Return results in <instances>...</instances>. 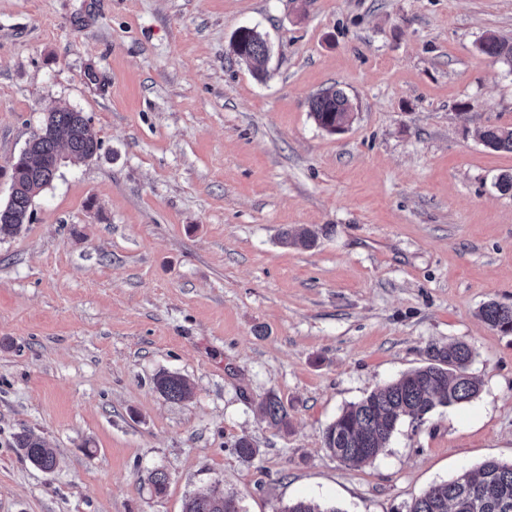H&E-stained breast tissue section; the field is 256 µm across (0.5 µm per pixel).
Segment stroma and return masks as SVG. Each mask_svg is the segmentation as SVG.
Instances as JSON below:
<instances>
[{"label":"stroma","mask_w":512,"mask_h":512,"mask_svg":"<svg viewBox=\"0 0 512 512\" xmlns=\"http://www.w3.org/2000/svg\"><path fill=\"white\" fill-rule=\"evenodd\" d=\"M244 26L262 73L230 52ZM490 33L512 40V0H0V205L53 108L101 142L0 240V512H182L217 481L245 512H406L511 464L512 334L479 316L512 305V153L480 140L512 128V69ZM329 87L354 108L338 133L309 110ZM300 226L314 246L283 243ZM456 341L475 399L402 420L372 463L330 455L346 405ZM24 430L53 471L20 458ZM479 47L484 54L512 68V41L489 35L481 41ZM155 388L171 401H183L190 395V388L185 379L175 373L161 372L155 379Z\"/></svg>","instance_id":"1"}]
</instances>
